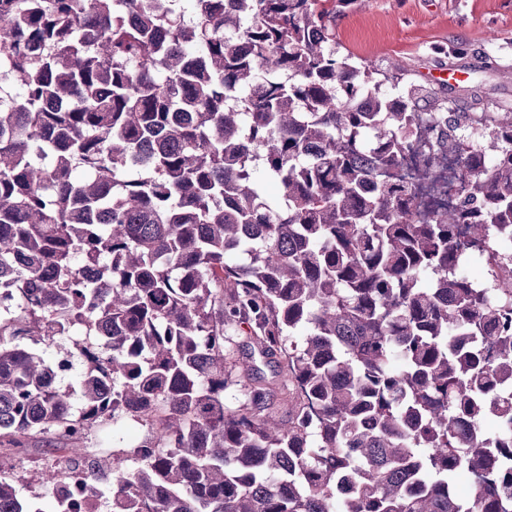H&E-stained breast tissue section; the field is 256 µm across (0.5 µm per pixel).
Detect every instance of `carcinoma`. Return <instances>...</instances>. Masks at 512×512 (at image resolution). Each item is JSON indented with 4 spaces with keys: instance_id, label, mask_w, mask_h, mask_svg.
<instances>
[{
    "instance_id": "cac0c4a2",
    "label": "carcinoma",
    "mask_w": 512,
    "mask_h": 512,
    "mask_svg": "<svg viewBox=\"0 0 512 512\" xmlns=\"http://www.w3.org/2000/svg\"><path fill=\"white\" fill-rule=\"evenodd\" d=\"M355 2L0 0V437L142 421L131 512H512V276L462 266L512 239V109L470 155L447 98L338 54ZM418 112L460 155L427 219L385 177ZM70 324L110 336L74 385L32 343ZM228 329L285 368L234 411ZM0 512L43 509L0 478Z\"/></svg>"
}]
</instances>
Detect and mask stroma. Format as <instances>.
Masks as SVG:
<instances>
[{
  "label": "stroma",
  "mask_w": 512,
  "mask_h": 512,
  "mask_svg": "<svg viewBox=\"0 0 512 512\" xmlns=\"http://www.w3.org/2000/svg\"><path fill=\"white\" fill-rule=\"evenodd\" d=\"M336 41L341 53L352 54L374 69L386 70L391 60H399L410 81L426 88L432 77L457 71V80L440 87L454 111H468L476 91L485 102L512 104V77L501 74L502 69L512 68V0H365L363 7L347 9L337 20ZM249 352L238 336L224 346L236 379L224 393L227 409H237L246 400L247 360L260 366L266 381L277 378L276 365L250 357ZM146 436V426L130 418L93 428L83 446L104 451L99 483H106L113 458L126 456ZM72 459L67 447L44 436H30L21 447L0 455V477L17 481L24 497L35 500L43 512H51L54 498L42 484L40 472L48 467L65 471Z\"/></svg>",
  "instance_id": "35a3bbf8"
}]
</instances>
